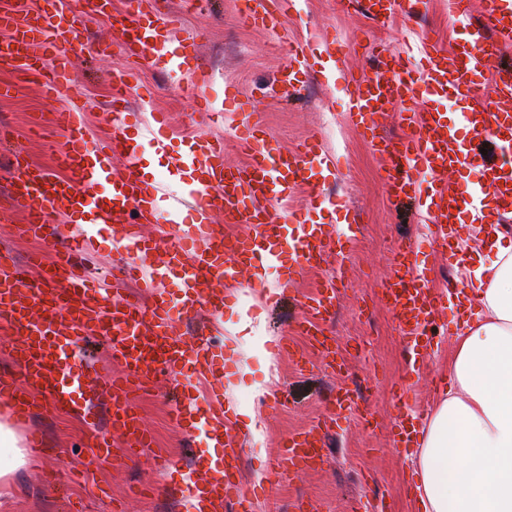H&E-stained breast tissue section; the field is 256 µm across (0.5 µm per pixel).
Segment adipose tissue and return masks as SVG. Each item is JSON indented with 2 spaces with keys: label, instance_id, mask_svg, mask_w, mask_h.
Segmentation results:
<instances>
[{
  "label": "adipose tissue",
  "instance_id": "adipose-tissue-1",
  "mask_svg": "<svg viewBox=\"0 0 512 512\" xmlns=\"http://www.w3.org/2000/svg\"><path fill=\"white\" fill-rule=\"evenodd\" d=\"M470 254L465 296L479 305L454 336L448 389L406 459L422 512H512V240L494 228Z\"/></svg>",
  "mask_w": 512,
  "mask_h": 512
}]
</instances>
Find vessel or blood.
<instances>
[{
    "label": "vessel or blood",
    "mask_w": 512,
    "mask_h": 512,
    "mask_svg": "<svg viewBox=\"0 0 512 512\" xmlns=\"http://www.w3.org/2000/svg\"><path fill=\"white\" fill-rule=\"evenodd\" d=\"M355 2L375 20L414 13L413 0ZM287 4L288 0H242L239 15L245 24L265 29L279 24ZM447 6L449 16L461 25L455 47L447 51L433 37H423L419 52L426 64L415 75L400 52L379 55L371 74L356 81L348 107L356 127L385 163L388 194L418 198L433 222V245L461 266L466 255L454 245L457 225L472 204L443 176L460 166L477 170L481 189L493 197L503 217L512 214V161L498 163L469 149L448 125L436 97L445 93L462 102L464 126L475 137L492 140L500 149L512 152V138L507 135L512 129V69L490 68L499 52L512 45V0H447ZM176 23L169 14L147 21L142 12L131 9L123 13L118 33L131 54L161 65L165 72L177 73L184 57L169 46ZM0 30L6 34L0 40L1 62L24 61L26 69L38 73L53 92L73 87L69 52L79 38L76 17L60 9L20 19L1 9ZM309 67L304 45L290 47L288 64L279 78L282 92L297 93L300 76ZM189 82L197 107L209 110L210 73L195 67ZM400 104L408 107L400 115L407 134L397 141L380 136L381 117ZM224 111L239 118V142L248 163L228 165L223 143L192 141L186 154L170 159L175 168L184 169L186 180L180 205L169 210L163 205L162 187L141 175L140 145L130 144L116 129L102 136L91 131L77 103H69L50 118L51 124L67 134L60 154V163L68 172L66 179H55L15 156L11 195L25 202L28 214L26 223L18 225V233L44 234L45 217L50 212L113 225V245L126 255L123 272L139 283L145 296L141 302L112 298L103 280L83 263L93 244L86 231L68 233L65 251L34 280L10 254L1 253L0 325L17 340L13 355L20 372L0 374V403L9 407L18 422L29 417L34 395H43L49 410L83 415L94 460L111 458L109 434L100 429L88 402L77 395L85 372L71 370L69 365L75 347L90 335L101 334L111 337V357L125 369L123 378L109 383L111 426L127 449L149 446V434L130 409L131 395L146 390L163 372L178 375L188 365L201 376L212 371L208 342L187 345L181 330L185 319L203 312L212 316L215 330L223 328L218 316L224 309V294L203 293L201 284L223 281L259 264L273 265L277 256L272 242L276 239L288 246L294 275H303L323 262L330 236L325 213L334 205L326 192L332 174L328 156L314 142L283 149L249 102L225 99ZM117 159L123 160L124 166L116 173L112 163ZM423 171L433 174L432 182H419ZM299 187L307 193V208L289 213L284 222L273 220L270 205ZM218 211L224 214L220 225L213 220ZM166 212L183 227L175 246L140 232L141 225L159 223ZM227 223L248 224L252 230L229 239L223 231ZM173 272L179 273L182 281V292L176 297L166 289V279ZM385 295L410 359L425 357L426 347L420 339L442 306L443 295L433 289L417 251L400 250L385 281ZM335 298L336 283L329 279L306 303L309 316L302 333L309 336L314 348L325 347L320 337L333 315ZM173 417L188 437L202 433L207 440L223 441V455L210 465L212 478L191 482L190 499L229 503L235 512H253L255 495L238 479L242 450L223 415L200 406L198 399L187 393L176 404ZM325 452L322 431L295 433L271 462L270 472L285 475L315 467Z\"/></svg>",
    "instance_id": "b4317fda"
}]
</instances>
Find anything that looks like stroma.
Returning a JSON list of instances; mask_svg holds the SVG:
<instances>
[{
  "label": "stroma",
  "instance_id": "stroma-1",
  "mask_svg": "<svg viewBox=\"0 0 512 512\" xmlns=\"http://www.w3.org/2000/svg\"><path fill=\"white\" fill-rule=\"evenodd\" d=\"M81 21L80 44L71 55L79 103L88 114L91 129L119 123L130 143L143 142L155 116H163L170 141L177 152L189 138L220 139L229 163L242 165L236 120L209 119L193 103V93L179 75L167 74L148 61L125 53L115 43L107 18L85 12L84 0H66ZM239 0H144L146 13L178 12L183 16L177 38L195 42L196 55L212 75L209 97L214 109L224 107L225 92L250 101L268 132L283 148L312 139L328 152L336 178L327 188L342 202L326 214L332 245L327 259L304 277L292 276L285 245H278L276 264L269 267L265 286L282 290L280 302L266 308L251 299V271L224 282V333L213 337L220 370L198 380L203 394L225 373L235 375L236 389L225 396L230 426L240 437L244 453L239 478L257 495L258 512H296L299 503H313L318 512H416L407 493L415 477L404 456L393 446V433L402 414L398 384H408L418 401L432 406L437 398L433 378L448 374V355L456 331L454 311L441 310L428 327L431 340L418 371L409 358L385 304L383 284L404 241L419 247L428 278L444 285L449 277L447 256L431 244L426 218L415 204L389 197L383 186V162L353 125L346 100L347 80L369 75L375 56L383 49L405 52L409 68H417V48L426 31H433L444 45H453L460 30L450 22L445 0H421L414 18L401 15L374 22L362 12L344 9L338 0H292L282 26L273 30L248 27L240 20ZM361 41L358 51H347L335 68L334 81L324 83L307 74L300 94L283 97L277 78L288 63V46L299 41L310 48V62L326 59L322 46L331 41ZM124 81L127 109L113 114L112 86ZM16 85L13 97L0 98V128L13 135L11 146L47 171L64 138L33 120L63 108L68 94H47L41 83L19 76L17 67L0 65V84ZM8 160L0 157V250L10 251L26 264L38 246L52 248V241L37 244L20 237L15 226L25 210L10 205ZM91 272L107 276L115 296L132 292L122 280L119 255L112 246V230H98L96 250L85 260ZM337 280L335 313L325 334L345 361L343 371H333L313 350L307 349L295 328L304 316V297L326 278ZM287 340L289 351L279 350ZM79 355L93 363L101 376L92 383L101 395L97 410L109 421L111 404L102 395V380L122 376L107 344L96 337L82 344ZM354 394L351 408L337 410L339 389ZM179 389L168 374H159L153 391L137 398L133 410L152 432L150 447L125 457L123 441L112 448V461L89 465L91 451L82 439L81 417H50L44 397L26 423L17 425L21 437L42 433L43 440L29 449V461L8 489H0V512H187V504L159 495L158 490L179 482L180 469L197 457H210L205 440L189 442L170 417V404ZM335 421L328 430L329 447L321 465L288 476L268 471L270 455L281 450L294 431L323 423L327 411ZM166 450L171 468L156 466L155 455Z\"/></svg>",
  "mask_w": 512,
  "mask_h": 512
}]
</instances>
